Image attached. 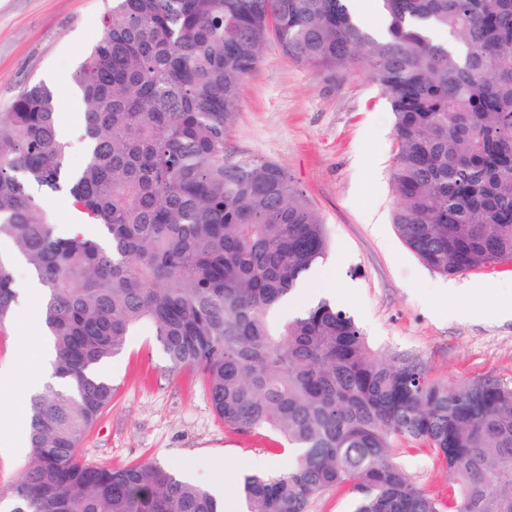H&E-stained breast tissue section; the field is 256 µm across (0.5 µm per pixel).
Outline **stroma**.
Instances as JSON below:
<instances>
[{
    "instance_id": "obj_1",
    "label": "stroma",
    "mask_w": 512,
    "mask_h": 512,
    "mask_svg": "<svg viewBox=\"0 0 512 512\" xmlns=\"http://www.w3.org/2000/svg\"><path fill=\"white\" fill-rule=\"evenodd\" d=\"M108 0H0V112L25 85L57 80L67 91L57 109L84 115L74 75L97 42ZM230 154L287 170L327 227L320 266L345 290L341 307L374 349L409 355L439 380H490L512 387V297L496 284L512 262L458 276L424 265L391 222L395 153L393 116L379 86L362 77L339 81L298 63L268 41L245 84L227 137ZM39 304L19 299L0 326V402L11 403L36 364L16 358L19 337L37 343L29 320ZM112 401L81 443L82 459L121 469L157 462L208 486L215 479L287 472L292 456L269 431L241 432L214 414L200 373L176 371L149 336L130 337L110 369ZM28 415L0 424V491L29 461L12 444ZM393 454L428 494H448L446 467L425 445L401 440Z\"/></svg>"
}]
</instances>
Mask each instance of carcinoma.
Here are the masks:
<instances>
[{
  "instance_id": "1",
  "label": "carcinoma",
  "mask_w": 512,
  "mask_h": 512,
  "mask_svg": "<svg viewBox=\"0 0 512 512\" xmlns=\"http://www.w3.org/2000/svg\"><path fill=\"white\" fill-rule=\"evenodd\" d=\"M350 2L112 0L74 78L78 168L51 87L29 84L0 112V240L12 243L0 325L20 256L69 380L30 400L31 456L0 491L6 512H224L223 496L160 464L114 470L78 455L112 400L98 369L136 332L171 368L204 376L225 425L272 431L294 452L286 473L244 477L246 512H308L343 486L355 512H512V387L390 361L327 298L283 310L324 259L326 226L282 166L226 151L272 37L304 66L386 93L392 224L426 266L454 276L512 261V0H379L380 37ZM51 194L75 223L51 221ZM399 440L446 464L448 498L411 481L391 452Z\"/></svg>"
}]
</instances>
